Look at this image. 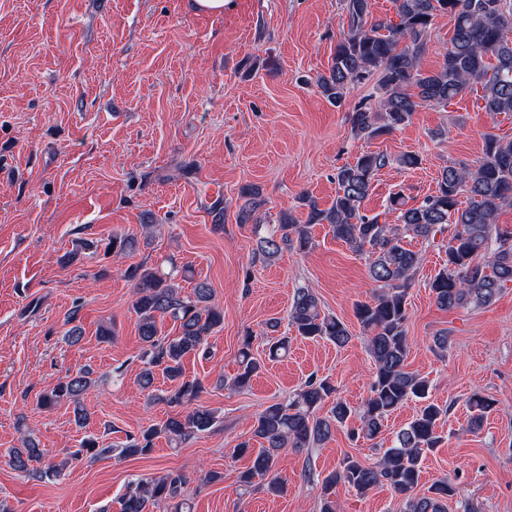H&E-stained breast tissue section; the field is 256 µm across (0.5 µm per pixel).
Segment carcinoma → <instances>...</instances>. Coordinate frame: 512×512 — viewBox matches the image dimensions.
<instances>
[{
  "label": "carcinoma",
  "mask_w": 512,
  "mask_h": 512,
  "mask_svg": "<svg viewBox=\"0 0 512 512\" xmlns=\"http://www.w3.org/2000/svg\"><path fill=\"white\" fill-rule=\"evenodd\" d=\"M343 2L348 30L336 44L328 72L317 76L316 87L324 98L339 106L350 87L376 80L380 92L377 103L372 106L361 102L348 113L353 137L368 141L389 136L408 123L421 104L446 107L470 84L481 86L484 111L512 112V0H395V21L374 18L371 0ZM439 15H447L453 22L450 47L443 63L424 73L421 62L427 36ZM393 162L410 169L418 167L421 159L415 154L394 159L384 152H363L355 162L338 170V189L330 207L321 209L304 196L301 202L309 208L308 223L298 224L292 215H284L279 237L257 241L256 251L272 259L288 246L308 249L309 225L327 224L336 239L366 257L379 293L368 302L355 304V316L366 334L375 366L363 405L355 408L338 399L330 416H317L316 410L336 388L329 379L312 376L291 401L265 407L253 425V437L260 448H251L248 441L236 446L238 453L251 458V466L240 476L246 490L258 477L267 481L268 491L283 492L286 482L275 474L282 449L320 445L330 438L333 428L347 424L351 425L352 438L373 441L382 433L388 416L411 400L420 403L416 415L396 432L392 445L383 449L376 463L369 465L348 455L339 468L324 477L321 512H335L331 495L339 484L360 495L385 486L400 498L399 512H447L448 499L456 494L455 487L445 480L433 483L422 495L416 492L427 454L443 440L438 427L446 409L431 400L425 378L406 370L410 351L408 295L422 262L419 253L407 248L406 238H428L454 225L446 247V263L429 282L435 302L442 309L491 304L505 284L512 283V227L496 224L499 210L512 206V139L487 135L483 156L472 165L452 162L445 166L435 193L419 205L407 206L405 196L396 192L389 196L385 211L364 213L362 206L376 174ZM463 194L468 196L464 208L459 201ZM256 196L252 189L242 192L239 223L253 218L259 206ZM388 211L398 213V223H386ZM138 247L137 239L114 235L105 245L104 257L125 255ZM125 275L134 283L133 309L143 342L141 386L150 391L157 376H162L172 386L160 399L177 409L162 423L127 436L120 454L139 456L151 453L158 438L177 447L218 422L215 411L193 406L203 386L198 380L184 378L183 360L206 350L209 337L224 323V312L210 304L212 290L204 281L194 286L193 294L183 296L170 273L135 265ZM166 317L178 324L177 335H160L159 323ZM77 321L75 309L66 320L70 328L65 338L71 344L83 338ZM289 323L304 339H325L340 347L351 339L346 324L322 312L309 288L295 291ZM251 345V337H245L239 352V371L232 379L237 389L248 387L260 368L252 357ZM95 382L90 369L67 375L40 394L37 404L42 408L63 402L73 406L74 422L82 428L89 419L83 395ZM467 405L472 429L480 428L494 409V402L479 394L470 396ZM110 452V448L99 447L98 437L88 435L73 456L92 461ZM10 461L34 480L56 475L60 469L30 436L24 438L22 448L12 450ZM34 462L41 467L32 466ZM188 481L189 476L177 473L131 483L122 498V512H149L165 501L176 502L173 512H184L186 502L180 495Z\"/></svg>",
  "instance_id": "1"
}]
</instances>
